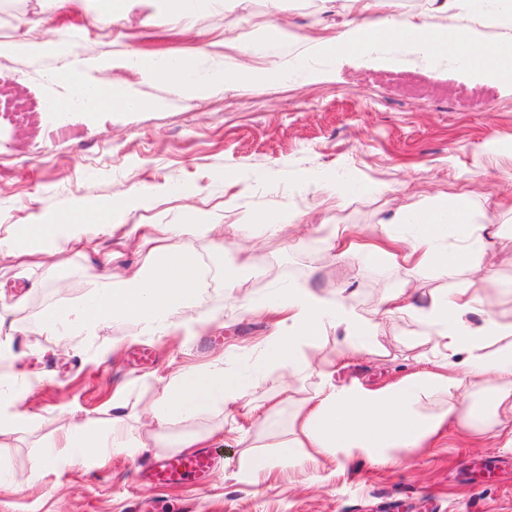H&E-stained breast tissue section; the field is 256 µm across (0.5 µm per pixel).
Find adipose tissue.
Segmentation results:
<instances>
[{
    "label": "adipose tissue",
    "mask_w": 512,
    "mask_h": 512,
    "mask_svg": "<svg viewBox=\"0 0 512 512\" xmlns=\"http://www.w3.org/2000/svg\"><path fill=\"white\" fill-rule=\"evenodd\" d=\"M350 3L355 17L332 41L318 46L321 57L394 62L401 53L413 52L434 62L445 60L512 82V35L480 41L465 28L438 29L430 22L431 15L448 13L477 15L495 25L511 26L512 0H425L423 9L413 14L389 12L388 0ZM15 53L33 59H65L64 68L42 73L45 84L57 89L61 111H73L89 95L94 96L99 108L110 96L124 100L130 112L164 106L160 100L144 101L136 89L116 75L81 81V74L104 69L105 64L80 57L65 49L61 41L0 42V55ZM126 64L146 79L175 86L188 98L210 94L228 82L245 91L259 79L249 66L228 75L220 69L204 73L194 60L183 56L135 53ZM300 219V214L291 210H249L236 230L241 238L259 241ZM403 221L416 225L415 235L401 237L384 225L375 242L366 244L354 241L345 224H317L313 231L328 250L337 251L342 261L399 260L410 265L416 275L430 270L444 276L468 271L481 280L494 274L484 262L488 244L496 241L505 247L512 245V235L495 228L493 218L477 214L469 196L463 193L421 204L405 213ZM112 229V224L97 222L91 212L74 208L54 223L23 225L15 236L0 242V257L32 265L42 254L65 252ZM223 233V225L202 221L153 225L154 246L138 268L119 276H102L99 287L78 306L46 309L34 324V332L60 342L67 336L97 334L118 320L136 323L148 336L221 323L224 315L220 312L191 317L201 293V279L181 276L166 261L175 257L196 271L201 262L194 241L215 240ZM381 304L386 314L413 321L418 338L433 342L440 361L432 369L381 388L335 384L332 362L320 361L315 370L322 386L300 403L288 437L280 444L282 457L301 462L325 454L345 465L357 457L376 465H390L396 461L394 449L422 447L448 423L481 436L512 422V320L499 317L488 299L471 287L431 297L421 307L411 301L407 289L401 288L386 294ZM268 309L278 314L279 321L262 351L260 362L265 366L290 368L307 360V348L330 327H344L354 340L374 338L378 330L377 322L357 314L346 298L333 299L307 285H281ZM477 311L483 315L478 326L469 319ZM39 387V381L23 374L15 375L13 384L0 382V438L18 427L33 425V417L22 410L21 403ZM219 404L242 411L262 426L273 417L272 410L247 400L238 378L225 372L222 362L217 361L167 376L163 396L149 410L150 433L159 435L171 424ZM130 418L128 404L120 398L112 401L111 427L104 434L91 429L75 414H68L66 426L58 430L55 451L34 457L32 471L53 469L72 458L89 466L114 454L134 453L145 442L133 435Z\"/></svg>",
    "instance_id": "ef3b65f1"
}]
</instances>
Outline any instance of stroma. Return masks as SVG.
Segmentation results:
<instances>
[{
	"mask_svg": "<svg viewBox=\"0 0 512 512\" xmlns=\"http://www.w3.org/2000/svg\"><path fill=\"white\" fill-rule=\"evenodd\" d=\"M285 15L293 39L265 57L245 58V35ZM343 19L340 0H211L198 26L174 28L162 0H126L120 19L103 25L81 8L58 10L55 0H0V41L58 30L82 29L75 51L120 67L119 74L144 97L168 100L155 111L58 114L44 103L51 92L41 79L59 59L0 56V82H10L0 103L19 99L25 120L0 115V239L25 224H47L78 205L114 204L118 224H185L189 209L211 224L238 223L243 207L289 208L300 223L264 239L235 292L224 288L226 248L236 239L198 240L194 247L212 271L196 314L220 311L221 331L145 336L129 321H117L94 336H71L58 352L49 338L28 332L42 310L77 304L98 286L103 268L120 274L141 259L136 246L117 235L64 254L66 278L0 262V287L19 299L13 317L22 327L14 354L0 361V375L23 371L43 385L22 406L40 426L6 438L0 466L18 485L0 491V512H512V447L488 434L479 439L449 425L428 448L397 449L389 469L362 458L341 466L278 463L270 477L254 483L236 474L248 440L274 442L288 427L291 404L280 406L271 424L257 428L232 408H214L172 425L158 445L135 456L112 455L101 468L69 462L41 472L33 456L47 451L61 423V408L104 429L112 396L121 392L134 410L156 403L167 375L203 367L223 357L225 371L254 363L271 326L241 311L239 300L260 306L278 281L288 279L337 296L347 289L359 315L378 321L376 353L346 349L343 328H330L312 356L335 362L336 384L371 388L393 384L432 368V347L408 336L406 321L377 313L383 287L408 282L416 304L467 285L470 276L449 278L434 271L415 277L406 267L352 260L331 262L311 232L315 224H355L365 230L392 222L399 212L455 191L471 195L502 228L512 213L497 201L512 199V83L476 79L452 63L430 68L416 56L400 63H369L346 57L326 61L316 45L336 34ZM193 57L202 65L221 63L232 71L242 62L264 70L281 64L287 79L266 78L251 90L232 87L203 98H185L174 87L142 79L123 67L131 52ZM351 185L344 199L330 197L323 179ZM495 270L479 282L496 312L512 316V248L485 257ZM292 386L296 398L313 395L320 380L306 365L275 366L258 372L246 390L264 403L271 380ZM208 432L215 469L178 488L144 478L154 459L176 454L178 438Z\"/></svg>",
	"mask_w": 512,
	"mask_h": 512,
	"instance_id": "1",
	"label": "stroma"
}]
</instances>
